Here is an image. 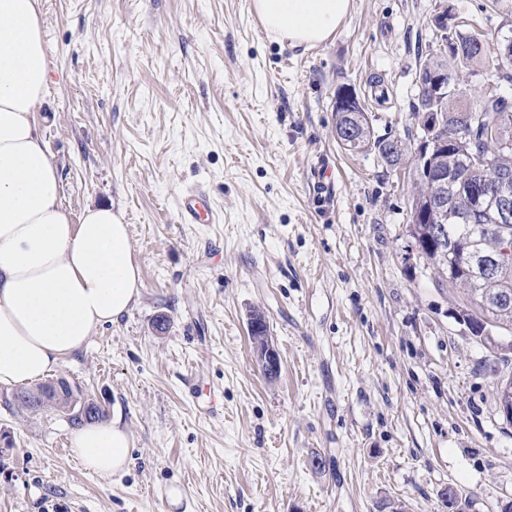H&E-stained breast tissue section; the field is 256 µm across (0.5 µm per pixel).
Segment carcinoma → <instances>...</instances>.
<instances>
[{
  "label": "carcinoma",
  "instance_id": "cac0c4a2",
  "mask_svg": "<svg viewBox=\"0 0 512 512\" xmlns=\"http://www.w3.org/2000/svg\"><path fill=\"white\" fill-rule=\"evenodd\" d=\"M443 33L431 41L432 53L451 62L443 70L437 61L429 59L419 67L438 74L448 73V95L436 98L423 89H418V111L441 114L440 125L433 128L434 139L448 137L455 128H467L471 113L491 114V125L482 124L471 137H464L456 144L428 156L432 174L423 168L416 172L417 186L410 199V208H418L426 215L419 224H410L411 237L422 244L421 257L437 270L438 282L450 288L462 290L460 307L467 320V329L480 342L496 350L500 360L507 361L512 352V340L507 342L499 333L512 332V224L495 222L494 211L486 212L479 220H470L460 211L452 191L438 181V173L461 179L470 170L473 160H483L480 173L466 182L469 191H495L500 180L507 176V191L512 196V147L503 149L501 141L512 142V100L500 95L498 82L512 81L509 67L512 59L505 60L494 55L495 63L486 76L481 96L474 103H463L462 94L455 91L460 84V72L453 64L470 66L486 55V40L478 34L460 29L452 15L446 13L438 20ZM336 112V138L343 148L351 152L373 150L388 166L397 165L403 155L402 142L395 138L371 140V130L365 108L353 106V111L334 106ZM439 227L444 234V243L428 244L426 236L431 229ZM470 245L475 251L474 266L459 269L448 276V262L462 247ZM498 260L496 271L485 276L478 271L485 260ZM73 401L70 385L62 380L50 393L40 386L35 390L21 391L15 396L17 406L26 410H37L45 406L68 407Z\"/></svg>",
  "mask_w": 512,
  "mask_h": 512
}]
</instances>
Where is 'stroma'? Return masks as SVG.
I'll return each mask as SVG.
<instances>
[{"mask_svg":"<svg viewBox=\"0 0 512 512\" xmlns=\"http://www.w3.org/2000/svg\"><path fill=\"white\" fill-rule=\"evenodd\" d=\"M42 3L38 117L64 206L121 211L143 281L48 379L98 403L134 448L100 478L68 452L62 412L18 410L0 389V512L512 506V424L494 399L512 362L459 322L458 291L412 253L409 229L431 19L446 7L485 40L512 36V0H353L310 50L268 36L251 0ZM343 84L374 136L403 141L396 166L337 142ZM197 188L214 223L179 220ZM255 307L281 359L273 380L249 336ZM198 377L223 390V414L196 408Z\"/></svg>","mask_w":512,"mask_h":512,"instance_id":"35a3bbf8","label":"stroma"}]
</instances>
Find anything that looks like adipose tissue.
<instances>
[{"mask_svg": "<svg viewBox=\"0 0 512 512\" xmlns=\"http://www.w3.org/2000/svg\"><path fill=\"white\" fill-rule=\"evenodd\" d=\"M263 28L309 49L331 38L352 0H252ZM42 0H0V388L29 385L84 349L139 299L129 226L111 205L72 220L37 112L49 81ZM119 422L76 430L71 451L110 477L130 458Z\"/></svg>", "mask_w": 512, "mask_h": 512, "instance_id": "ef3b65f1", "label": "adipose tissue"}]
</instances>
